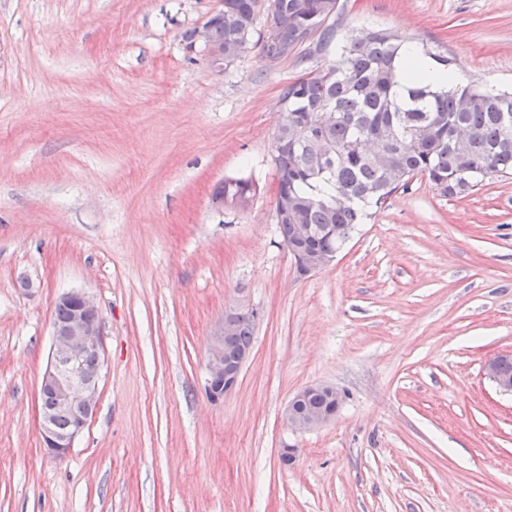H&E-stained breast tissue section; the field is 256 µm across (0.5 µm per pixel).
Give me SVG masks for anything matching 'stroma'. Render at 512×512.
I'll use <instances>...</instances> for the list:
<instances>
[{
  "label": "stroma",
  "mask_w": 512,
  "mask_h": 512,
  "mask_svg": "<svg viewBox=\"0 0 512 512\" xmlns=\"http://www.w3.org/2000/svg\"><path fill=\"white\" fill-rule=\"evenodd\" d=\"M371 28L512 89V0H340ZM218 0H0V512H512V175L413 179L298 278L274 217L282 89L339 63L223 72L185 31ZM251 180L248 208L214 187ZM103 320L96 411L66 457L36 421L59 297ZM258 314L237 389L204 391L225 310ZM311 384L335 420H282ZM297 460L282 467L280 448ZM498 370L503 376L512 377V357H501L498 361ZM485 371L501 391L512 393V379L498 373L494 358L486 362ZM323 390H327L332 398H336V410L324 411L306 406L305 401L312 393ZM340 403L341 397L335 388L309 385L296 392L289 400L283 412V419L288 428L300 433L322 428L335 420Z\"/></svg>",
  "instance_id": "stroma-1"
}]
</instances>
